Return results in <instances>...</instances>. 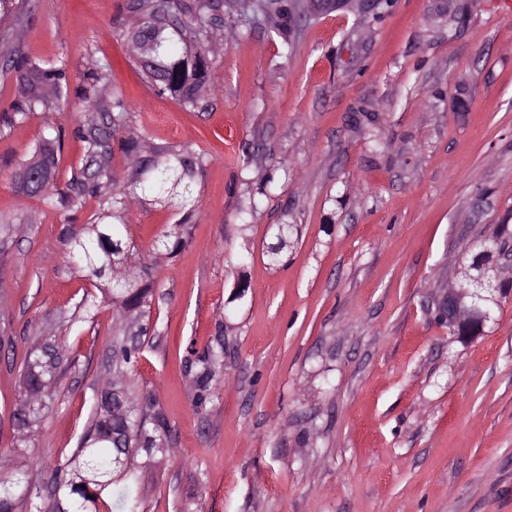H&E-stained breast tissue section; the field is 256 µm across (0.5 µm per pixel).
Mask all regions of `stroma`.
I'll return each mask as SVG.
<instances>
[{
	"label": "stroma",
	"instance_id": "obj_1",
	"mask_svg": "<svg viewBox=\"0 0 512 512\" xmlns=\"http://www.w3.org/2000/svg\"><path fill=\"white\" fill-rule=\"evenodd\" d=\"M132 23L129 0H24L21 21L0 22V52L65 65L70 96L107 67L105 96L127 107L116 179L199 159L188 202L176 189L115 215L95 196L75 211L26 196L19 175L57 125V187L92 178L74 130L109 115L18 114L15 77L0 78L1 475L34 463L17 512L51 505L112 374L111 283L66 262L63 227L117 217L145 260L130 278L152 287L134 378L170 429L141 471L143 512H512V290L476 338L436 319L475 242L512 241V0H343L322 14L298 0L288 50L272 21L226 0L214 92L195 110L143 79ZM181 222L168 254L158 241ZM281 224L298 234L273 255ZM45 341L63 349L55 401L25 437L20 374ZM220 341L224 379L200 407L189 359Z\"/></svg>",
	"mask_w": 512,
	"mask_h": 512
}]
</instances>
